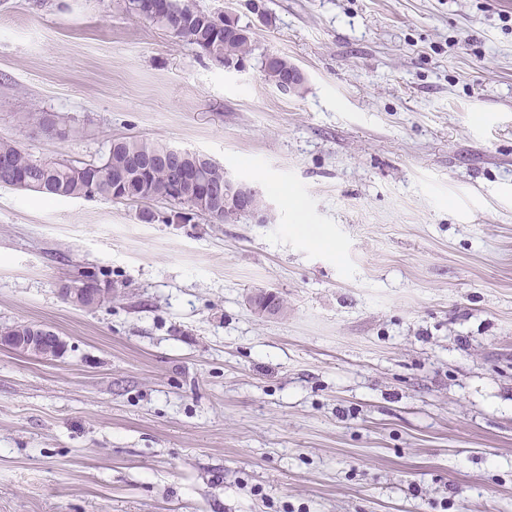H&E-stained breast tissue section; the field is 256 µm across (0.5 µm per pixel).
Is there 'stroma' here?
I'll return each instance as SVG.
<instances>
[{
    "mask_svg": "<svg viewBox=\"0 0 512 512\" xmlns=\"http://www.w3.org/2000/svg\"><path fill=\"white\" fill-rule=\"evenodd\" d=\"M195 2L250 27L244 69L123 0H0V141L145 137L268 206L0 188V328L66 343L0 348V512H512V0ZM87 270L93 308L60 293ZM272 59L268 64V68L265 71L267 80L275 86L279 83L281 76L283 77L288 73V69L293 72L294 77L298 78L299 82L302 81V77L299 75V67L288 59V56L281 55L278 53H272ZM304 82H301L300 86ZM299 86V87H300ZM33 324L17 323L1 330L0 346L13 351H24L36 354L43 359H57L65 352V342L54 331ZM29 326H31L29 328ZM29 332L27 336V331ZM20 336V337H17Z\"/></svg>",
    "mask_w": 512,
    "mask_h": 512,
    "instance_id": "obj_1",
    "label": "stroma"
}]
</instances>
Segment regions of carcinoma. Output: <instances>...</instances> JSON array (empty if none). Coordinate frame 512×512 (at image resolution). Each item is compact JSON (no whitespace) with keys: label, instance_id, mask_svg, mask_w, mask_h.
<instances>
[{"label":"carcinoma","instance_id":"1","mask_svg":"<svg viewBox=\"0 0 512 512\" xmlns=\"http://www.w3.org/2000/svg\"><path fill=\"white\" fill-rule=\"evenodd\" d=\"M154 22L166 27L176 38L224 65L252 54L250 31L234 20L204 11L194 0H152ZM299 67L287 56L273 54L266 70L268 81L276 85L282 76ZM169 145L144 138H124L111 143L97 163L73 160L35 159L17 144L0 141V157L8 160L10 173L0 174V186L57 197H103L116 200L166 201L178 211L172 220L191 222L206 214L215 223L224 222V202H214L205 190L224 183V166L205 154L185 151L182 168L165 163Z\"/></svg>","mask_w":512,"mask_h":512}]
</instances>
